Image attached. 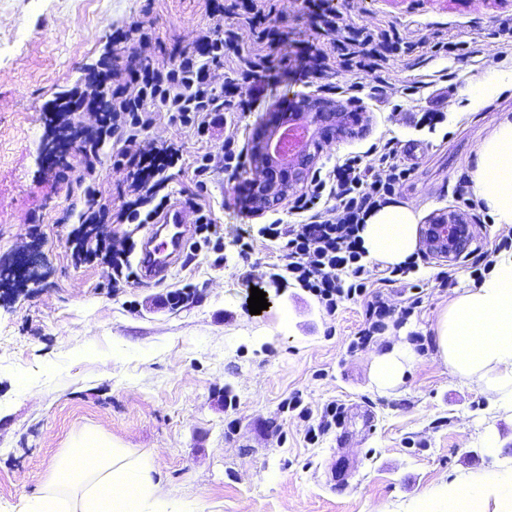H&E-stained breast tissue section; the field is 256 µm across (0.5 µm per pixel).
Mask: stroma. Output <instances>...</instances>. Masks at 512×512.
Wrapping results in <instances>:
<instances>
[{
    "label": "stroma",
    "mask_w": 512,
    "mask_h": 512,
    "mask_svg": "<svg viewBox=\"0 0 512 512\" xmlns=\"http://www.w3.org/2000/svg\"><path fill=\"white\" fill-rule=\"evenodd\" d=\"M269 3L267 23L288 46L282 80L214 132L218 141L235 135L246 154L237 180L254 179L248 152L280 97L320 96L368 120L355 134L321 142L315 171L389 142L413 168L398 202L424 221L462 208L456 183L469 176L491 121L512 115V45L499 34L512 23V0H329L343 22L333 34L315 31L302 0ZM134 22L186 45L213 24L206 0H0V266L13 272L0 276V512H23L85 429L151 454L177 512H419L429 501L443 512L449 487L512 472V400L452 374L435 344L440 312L478 283L476 255L499 259L496 246L512 225L469 211L478 252L454 262L453 285H439L442 261L419 254L413 278L380 287L400 308L419 282V308L354 352L365 298L330 315L306 290L270 278L287 250L258 229L277 217L295 223L305 182L260 215L242 208L233 184L214 183L217 238L207 239L186 211L201 242L193 254L165 280L106 288L108 267L79 255L72 225L60 221L70 200L44 163L45 104L78 86L111 49L113 25ZM380 32L397 43L383 67L336 62L317 82L300 81L306 41L327 48ZM439 40L450 43L448 53L432 52ZM441 72L443 90L432 83ZM477 72L508 86L474 108ZM432 106L444 116L433 130L420 122ZM145 137L158 146L182 142L183 166L169 188L187 187L200 142L165 112ZM244 241L253 244L245 255ZM254 287L270 295L258 315L248 309ZM172 291L182 301L171 303ZM417 334L428 338L425 350L416 349ZM396 350L409 354L402 379L380 389L374 360ZM331 402L341 409L336 425L310 440L309 415Z\"/></svg>",
    "instance_id": "1"
}]
</instances>
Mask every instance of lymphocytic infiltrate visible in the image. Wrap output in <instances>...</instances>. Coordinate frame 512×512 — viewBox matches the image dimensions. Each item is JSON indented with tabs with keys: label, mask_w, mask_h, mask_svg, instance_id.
<instances>
[{
	"label": "lymphocytic infiltrate",
	"mask_w": 512,
	"mask_h": 512,
	"mask_svg": "<svg viewBox=\"0 0 512 512\" xmlns=\"http://www.w3.org/2000/svg\"><path fill=\"white\" fill-rule=\"evenodd\" d=\"M206 6L215 24L201 30L192 44L169 42L152 27L131 24L115 35L111 53L85 73L79 88L49 104V111L61 118L49 170L57 183L78 191L77 202L62 221L75 225L80 251H103V225L152 224L170 206L164 189L183 148L176 141L159 147L146 140L157 113H169L171 121L206 143L223 126L225 113L243 107V91L260 95L273 80L269 55L240 53L239 33L224 27L225 13L242 14L259 39L274 44L259 0H206ZM132 41L154 45L155 54L130 52ZM392 46L383 33L348 38L329 52L311 43L301 76L309 82L319 78L333 52L346 66L377 67ZM230 52L235 63L224 80H217L216 72ZM241 160L231 136L218 149L205 147L197 156L192 183L181 197L184 206L200 211V223L212 222L205 212L210 184L235 172ZM111 168L125 171L126 179L108 197L98 183ZM410 175L389 147L370 165L361 156H347L299 198L294 206L297 223L277 219L263 225L259 234L270 241L285 240L289 278L315 296L327 313H335L343 300L364 296L367 290L370 271L360 237L365 217L390 201Z\"/></svg>",
	"instance_id": "lymphocytic-infiltrate-1"
}]
</instances>
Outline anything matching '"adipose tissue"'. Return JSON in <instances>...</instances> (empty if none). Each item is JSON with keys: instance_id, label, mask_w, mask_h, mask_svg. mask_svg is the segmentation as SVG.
Wrapping results in <instances>:
<instances>
[{"instance_id": "ef3b65f1", "label": "adipose tissue", "mask_w": 512, "mask_h": 512, "mask_svg": "<svg viewBox=\"0 0 512 512\" xmlns=\"http://www.w3.org/2000/svg\"><path fill=\"white\" fill-rule=\"evenodd\" d=\"M472 190L495 223L512 224V117L492 123L471 171ZM419 214L389 202L361 232L367 253L392 266L418 245ZM437 349L449 370L496 395H512V254L476 287L458 295L438 319ZM151 455L112 443L96 431L74 435L24 512H170L154 480Z\"/></svg>"}]
</instances>
